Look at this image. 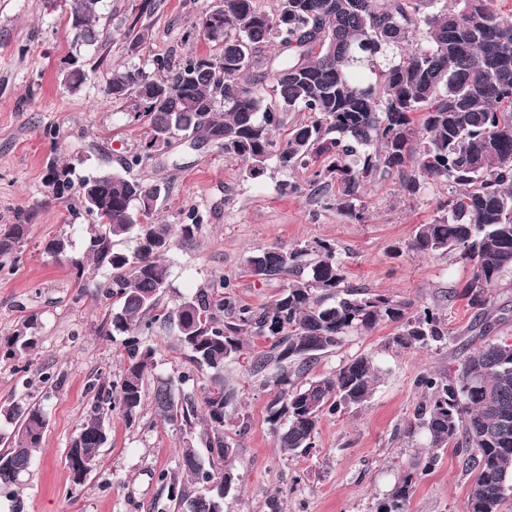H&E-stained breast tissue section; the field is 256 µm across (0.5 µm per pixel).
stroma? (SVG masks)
<instances>
[{
	"label": "stroma",
	"instance_id": "obj_1",
	"mask_svg": "<svg viewBox=\"0 0 512 512\" xmlns=\"http://www.w3.org/2000/svg\"><path fill=\"white\" fill-rule=\"evenodd\" d=\"M140 2L102 0L98 26L105 40L80 52L91 79L73 93L60 77L75 52L71 0H0V227L27 226L16 268L0 273V337L30 318L39 324L27 371L0 359V405L32 398L42 402L47 417L35 464L18 489L23 512H174L159 476L177 472L183 443L202 445L200 438L162 424L152 407L129 424L116 406L105 418L108 441L95 471L83 483L73 482L66 464L70 441L94 403L91 385L118 380L126 337L107 322L112 303L100 288L111 270L86 251L90 217L77 201L54 199L44 185L46 165L54 159L73 165L81 177L124 169L139 181L163 185L158 208L168 223L201 217L194 244L173 241L163 257L169 288L162 307L174 308L182 295L223 277L239 301L262 306L285 283L243 274L245 258L274 245L294 248L322 239L335 243L351 284L441 315L448 337L430 347L394 346L395 327L383 324L348 336L318 360L317 375L368 354L379 378L362 407L323 416L315 446L305 455L274 444L266 416L275 387L251 376L245 360L224 367L225 380L239 390L224 423L238 445L233 467L239 481L224 512H375L399 472L426 454L417 420L425 392L418 378L455 375L475 348L512 340V277L493 288L489 307L476 309L460 295L471 268L455 253L423 257L406 250L417 225L429 222L447 200L450 186L443 181L408 197L397 176H389L368 195L367 222L355 224L330 205L328 194L307 186L303 172L292 175L302 193L284 195L278 189L283 172L271 167L260 179H249L241 161L207 142L177 138L163 154L126 167L143 131L129 124L107 92L113 67L210 50L208 41L186 34L211 0H155L154 12L145 15ZM133 24L149 31L135 56L126 39ZM58 238L69 246L55 257L45 246ZM148 341L155 350L154 377L187 369L174 333L158 328ZM474 480L465 454L442 449L435 465L420 474L407 512H466Z\"/></svg>",
	"mask_w": 512,
	"mask_h": 512
}]
</instances>
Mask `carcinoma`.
I'll list each match as a JSON object with an SVG mask.
<instances>
[{"label": "carcinoma", "mask_w": 512, "mask_h": 512, "mask_svg": "<svg viewBox=\"0 0 512 512\" xmlns=\"http://www.w3.org/2000/svg\"><path fill=\"white\" fill-rule=\"evenodd\" d=\"M101 0H72L74 43L96 46ZM223 29L211 25L214 16ZM216 52L190 53L175 63L153 59V69L130 64L112 71L107 91L125 104L127 119L144 126L132 167L169 143L155 133L192 137L216 145L224 155L248 162L250 179L269 163L283 173L310 172L309 185L332 190L336 209L359 224L366 219L367 188L395 174L414 197L428 181H446L452 191L434 219L420 224L407 250L420 255L457 254L473 266L463 285L468 302L485 308L490 293L512 274V23L493 0H278L272 13L258 0H213L195 32ZM274 46L272 56L261 55ZM70 89H81L88 73L78 64L61 72ZM294 112L308 118L290 122ZM286 129L278 140L275 132ZM44 184L57 200L77 198L93 224L88 252L112 270L105 295L113 299L112 330L128 335L122 378L115 390L98 392L91 412L70 441L74 457L97 462L107 442L105 415L117 392L125 421L133 423L146 398L165 422L200 439L208 457L185 444L182 471L192 494L163 474L170 499L187 512H218L224 490L238 480L232 461L236 444L224 435V416L236 405L235 388L220 373L239 359L245 337L253 347L249 373L274 371L275 398L268 421L278 447L297 453L314 448L322 416L359 407L371 396L377 370L358 355L335 371L305 382L321 355L338 349L351 332L370 333L393 323V343L408 347L440 342L448 335L439 315L349 285L336 244L317 240L296 248L271 246L246 258L244 273L262 282L289 279L262 308L243 304L231 281L199 289L175 309L160 307L168 288L163 256L172 232L189 245L201 219L173 226L158 219L163 187L118 171L74 178L69 165L47 166ZM26 225L0 231V271L18 262L17 244ZM135 235L132 255L114 250V240ZM175 325L191 368L148 390L154 348L146 341L156 324ZM36 320L5 339L0 355L23 359L34 349ZM211 372L204 408L185 387ZM427 403L417 413L428 439L423 469L450 446L468 454L476 472L467 512H503L512 483V343L473 350L458 374L420 379ZM47 427L42 404L14 401L0 408V488L20 483L33 466ZM417 465L409 466L378 503L376 512H406ZM213 488H206V484Z\"/></svg>", "instance_id": "carcinoma-1"}]
</instances>
